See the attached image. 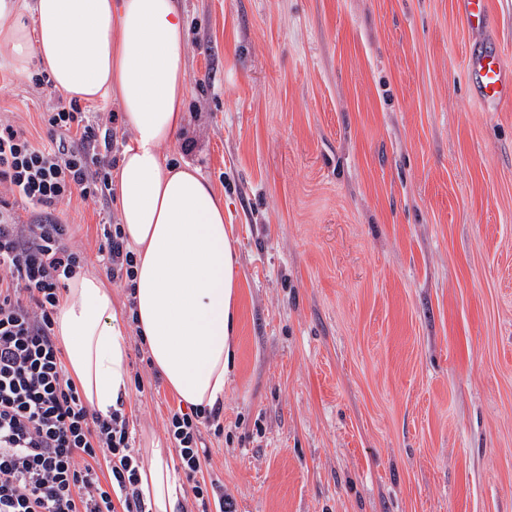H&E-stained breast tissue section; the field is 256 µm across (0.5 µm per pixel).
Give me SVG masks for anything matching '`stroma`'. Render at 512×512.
Listing matches in <instances>:
<instances>
[{"label": "stroma", "mask_w": 512, "mask_h": 512, "mask_svg": "<svg viewBox=\"0 0 512 512\" xmlns=\"http://www.w3.org/2000/svg\"><path fill=\"white\" fill-rule=\"evenodd\" d=\"M482 44L512 65V0ZM188 129L224 202L238 351L206 467L234 512H512V103L488 110L457 0H180ZM0 51V123L63 99ZM57 216L98 273L115 201ZM129 339L137 448L177 397Z\"/></svg>", "instance_id": "stroma-1"}]
</instances>
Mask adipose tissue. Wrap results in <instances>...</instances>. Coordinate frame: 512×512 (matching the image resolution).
<instances>
[{
  "label": "adipose tissue",
  "instance_id": "obj_1",
  "mask_svg": "<svg viewBox=\"0 0 512 512\" xmlns=\"http://www.w3.org/2000/svg\"><path fill=\"white\" fill-rule=\"evenodd\" d=\"M186 42L178 0H0V48L15 69L39 62L64 98L121 107L130 139L112 191L136 255V326L165 385L209 408L235 359L240 278L223 201L196 166L161 152L188 127ZM124 317L89 273L69 280L54 316L67 375L104 415L131 384ZM148 454L142 492L152 512H176L184 489L171 451Z\"/></svg>",
  "mask_w": 512,
  "mask_h": 512
}]
</instances>
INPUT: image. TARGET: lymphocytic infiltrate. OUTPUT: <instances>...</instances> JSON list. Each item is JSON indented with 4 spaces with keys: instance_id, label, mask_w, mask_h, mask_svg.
<instances>
[{
    "instance_id": "lymphocytic-infiltrate-1",
    "label": "lymphocytic infiltrate",
    "mask_w": 512,
    "mask_h": 512,
    "mask_svg": "<svg viewBox=\"0 0 512 512\" xmlns=\"http://www.w3.org/2000/svg\"><path fill=\"white\" fill-rule=\"evenodd\" d=\"M48 142L0 125V512H150L140 488L144 460L124 408L102 416L67 377L54 314L68 280L86 265L69 227L52 213L79 195L105 199L114 135L78 103L46 119ZM39 208L20 223L15 203ZM98 263L133 291L135 255L120 225L101 228ZM222 405L170 411L165 427L200 512H232L224 482L204 475L202 429L222 434Z\"/></svg>"
}]
</instances>
